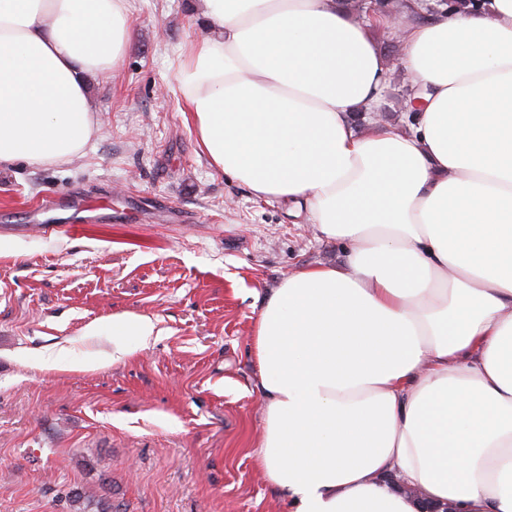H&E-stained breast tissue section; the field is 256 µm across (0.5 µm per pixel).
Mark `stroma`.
I'll list each match as a JSON object with an SVG mask.
<instances>
[{
	"mask_svg": "<svg viewBox=\"0 0 512 512\" xmlns=\"http://www.w3.org/2000/svg\"><path fill=\"white\" fill-rule=\"evenodd\" d=\"M128 9L83 154L0 166V512H75V488L112 512H280L252 458V324L284 275L346 249L201 154L170 63L202 0ZM123 314L154 335H113Z\"/></svg>",
	"mask_w": 512,
	"mask_h": 512,
	"instance_id": "stroma-1",
	"label": "stroma"
}]
</instances>
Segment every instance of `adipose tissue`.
<instances>
[{"label":"adipose tissue","instance_id":"1","mask_svg":"<svg viewBox=\"0 0 512 512\" xmlns=\"http://www.w3.org/2000/svg\"><path fill=\"white\" fill-rule=\"evenodd\" d=\"M479 3L407 0L404 130L354 120L390 65L343 0H204L174 67L209 164L347 248L252 325L254 461L285 512H512V0ZM131 31L126 0H0V164L87 146L86 79Z\"/></svg>","mask_w":512,"mask_h":512}]
</instances>
